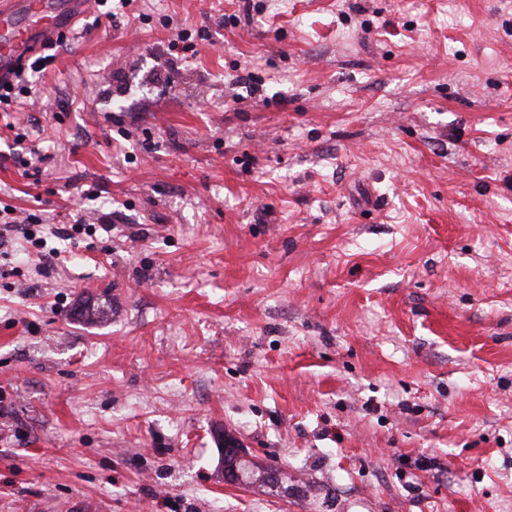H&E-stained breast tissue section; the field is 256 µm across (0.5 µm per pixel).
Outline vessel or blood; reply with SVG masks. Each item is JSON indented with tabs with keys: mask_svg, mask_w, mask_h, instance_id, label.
Segmentation results:
<instances>
[{
	"mask_svg": "<svg viewBox=\"0 0 512 512\" xmlns=\"http://www.w3.org/2000/svg\"><path fill=\"white\" fill-rule=\"evenodd\" d=\"M89 0H0V80L81 18Z\"/></svg>",
	"mask_w": 512,
	"mask_h": 512,
	"instance_id": "1",
	"label": "vessel or blood"
}]
</instances>
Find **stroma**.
Segmentation results:
<instances>
[{
    "label": "stroma",
    "mask_w": 512,
    "mask_h": 512,
    "mask_svg": "<svg viewBox=\"0 0 512 512\" xmlns=\"http://www.w3.org/2000/svg\"><path fill=\"white\" fill-rule=\"evenodd\" d=\"M40 94L0 209L88 228L0 223V512H512V0H91ZM237 453L234 448H226L224 446V476L225 470L238 471V482L240 484H253L259 481L264 484L276 486L282 482L283 478L288 476L283 473L280 468H274L272 466H258L255 463L249 464V462H237ZM257 469V471H256Z\"/></svg>",
    "instance_id": "1"
}]
</instances>
